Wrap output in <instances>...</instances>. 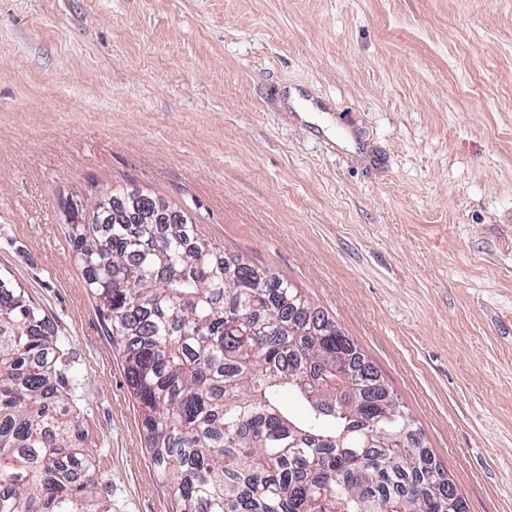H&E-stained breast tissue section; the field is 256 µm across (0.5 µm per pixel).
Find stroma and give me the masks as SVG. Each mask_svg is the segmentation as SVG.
I'll list each match as a JSON object with an SVG mask.
<instances>
[{
	"label": "stroma",
	"mask_w": 512,
	"mask_h": 512,
	"mask_svg": "<svg viewBox=\"0 0 512 512\" xmlns=\"http://www.w3.org/2000/svg\"><path fill=\"white\" fill-rule=\"evenodd\" d=\"M122 186L288 278L512 512V0H0V277L50 320L112 512H172L66 198Z\"/></svg>",
	"instance_id": "stroma-1"
}]
</instances>
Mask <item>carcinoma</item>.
Listing matches in <instances>:
<instances>
[{"label": "carcinoma", "instance_id": "carcinoma-1", "mask_svg": "<svg viewBox=\"0 0 512 512\" xmlns=\"http://www.w3.org/2000/svg\"><path fill=\"white\" fill-rule=\"evenodd\" d=\"M160 200L64 210L173 512H448L461 496L355 342ZM0 282V512H112L49 319Z\"/></svg>", "mask_w": 512, "mask_h": 512}]
</instances>
